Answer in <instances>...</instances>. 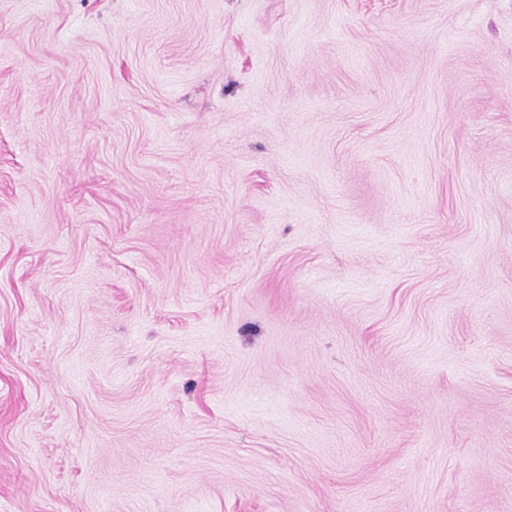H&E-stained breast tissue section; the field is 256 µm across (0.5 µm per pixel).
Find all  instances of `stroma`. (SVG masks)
<instances>
[{"label":"stroma","instance_id":"stroma-1","mask_svg":"<svg viewBox=\"0 0 512 512\" xmlns=\"http://www.w3.org/2000/svg\"><path fill=\"white\" fill-rule=\"evenodd\" d=\"M0 512H512V0H0Z\"/></svg>","mask_w":512,"mask_h":512}]
</instances>
